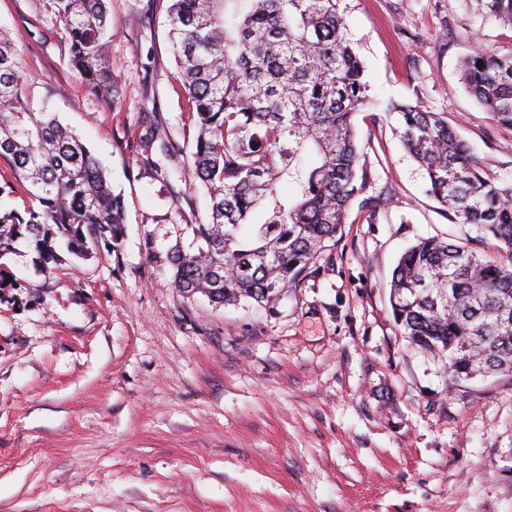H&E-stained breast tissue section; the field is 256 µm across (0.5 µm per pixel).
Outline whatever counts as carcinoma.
<instances>
[{
  "label": "carcinoma",
  "instance_id": "obj_1",
  "mask_svg": "<svg viewBox=\"0 0 512 512\" xmlns=\"http://www.w3.org/2000/svg\"><path fill=\"white\" fill-rule=\"evenodd\" d=\"M69 46L86 92L121 108L108 54L109 0H41ZM168 36L198 134L187 175L209 196L206 222L188 224L191 249L168 253L175 288L216 305L270 304L336 238L368 175L353 124L369 103L363 65L345 38L339 0H168ZM512 26V0H478ZM464 84L495 122L512 130V47L473 48L460 61ZM23 68L0 31V159L28 184L30 204L0 209L1 259L25 239L46 268L57 240L78 259L125 233L121 194L88 147L26 100ZM405 149L456 224L496 241L507 262L464 243L423 238L400 257L391 281L394 321L409 340L474 375L512 372V182L487 174L437 112L396 103ZM309 155L308 165L300 166ZM296 184L291 194L278 185ZM261 223L251 220L256 210Z\"/></svg>",
  "mask_w": 512,
  "mask_h": 512
}]
</instances>
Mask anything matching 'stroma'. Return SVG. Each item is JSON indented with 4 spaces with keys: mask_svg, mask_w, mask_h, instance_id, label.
<instances>
[{
    "mask_svg": "<svg viewBox=\"0 0 512 512\" xmlns=\"http://www.w3.org/2000/svg\"><path fill=\"white\" fill-rule=\"evenodd\" d=\"M372 104L355 117L375 215L272 305L174 287L166 253L204 222L180 178L195 129L160 0H111L122 106L104 111L40 0H0L36 112L93 150L124 197L119 250L44 269L19 243L0 290V512H512V372L452 382L396 325L389 284L418 239L476 240L428 192L393 102L442 113L491 176L512 130L464 87L462 55L512 47L474 0H340ZM152 130L156 143L139 146ZM181 147L163 155L159 142Z\"/></svg>",
    "mask_w": 512,
    "mask_h": 512,
    "instance_id": "obj_1",
    "label": "stroma"
}]
</instances>
